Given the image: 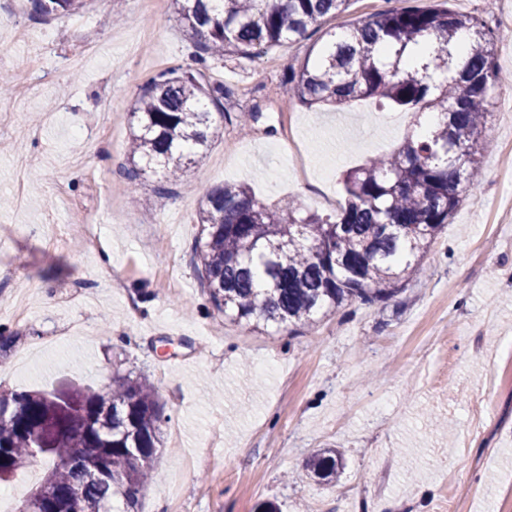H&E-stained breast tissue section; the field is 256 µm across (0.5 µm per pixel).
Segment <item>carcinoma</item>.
<instances>
[{"label": "carcinoma", "instance_id": "cac0c4a2", "mask_svg": "<svg viewBox=\"0 0 512 512\" xmlns=\"http://www.w3.org/2000/svg\"><path fill=\"white\" fill-rule=\"evenodd\" d=\"M45 19L75 14L85 0H31ZM178 21L195 41L201 68L226 56L252 57L307 39L350 0H175ZM470 38L457 70L451 46ZM503 31L476 16L438 6L389 9L334 34L288 78L291 99L346 105L361 99L444 120L428 135L409 134L393 153L372 157L343 179L336 215L269 206L241 184L211 188L198 212L193 263L224 318L262 332L270 325L314 326L348 301L374 304L398 294L450 223L460 192L480 174V136L490 92L501 84L494 50ZM180 66L151 77L129 111L127 175H160L170 192L185 168L219 137L223 83ZM164 406L145 376L115 372L100 390L13 391L0 395V481L52 461L35 491L44 512H104L116 501L134 512L159 454ZM307 470L333 481L343 469L336 448L316 450Z\"/></svg>", "mask_w": 512, "mask_h": 512}]
</instances>
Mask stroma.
<instances>
[{
    "label": "stroma",
    "mask_w": 512,
    "mask_h": 512,
    "mask_svg": "<svg viewBox=\"0 0 512 512\" xmlns=\"http://www.w3.org/2000/svg\"><path fill=\"white\" fill-rule=\"evenodd\" d=\"M351 0L311 40L205 73L231 94L224 128L173 194L129 178L127 114L158 71L190 60L171 0H88L41 19L12 0L0 24V391L97 390L113 370L147 376L171 420L137 512H435L452 481L458 512H512L511 98L492 92L479 181L462 192L404 291L348 303L296 334L224 321L191 262L197 211L224 182L306 212L339 208L344 174L399 147L409 113L362 100L336 109L288 100L312 43L389 8ZM257 119L242 131L238 119ZM68 243L48 244L49 225ZM96 225L100 243L85 239ZM449 340V356L426 345ZM344 450L333 482L305 461Z\"/></svg>",
    "instance_id": "stroma-1"
}]
</instances>
